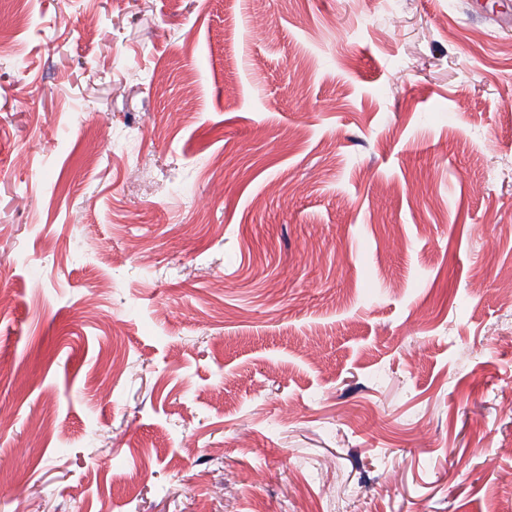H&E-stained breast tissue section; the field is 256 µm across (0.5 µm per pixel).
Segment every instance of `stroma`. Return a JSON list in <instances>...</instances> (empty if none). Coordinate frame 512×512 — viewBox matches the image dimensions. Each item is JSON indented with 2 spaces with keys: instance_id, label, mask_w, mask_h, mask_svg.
Wrapping results in <instances>:
<instances>
[{
  "instance_id": "obj_1",
  "label": "stroma",
  "mask_w": 512,
  "mask_h": 512,
  "mask_svg": "<svg viewBox=\"0 0 512 512\" xmlns=\"http://www.w3.org/2000/svg\"><path fill=\"white\" fill-rule=\"evenodd\" d=\"M508 288L512 0H28L0 512H503Z\"/></svg>"
}]
</instances>
